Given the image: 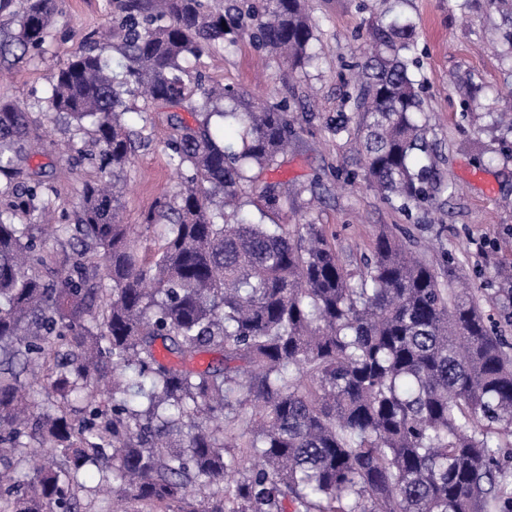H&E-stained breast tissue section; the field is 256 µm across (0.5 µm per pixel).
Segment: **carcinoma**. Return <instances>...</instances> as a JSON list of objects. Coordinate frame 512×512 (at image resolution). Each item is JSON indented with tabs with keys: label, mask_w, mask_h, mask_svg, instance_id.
Wrapping results in <instances>:
<instances>
[{
	"label": "carcinoma",
	"mask_w": 512,
	"mask_h": 512,
	"mask_svg": "<svg viewBox=\"0 0 512 512\" xmlns=\"http://www.w3.org/2000/svg\"><path fill=\"white\" fill-rule=\"evenodd\" d=\"M62 0H0L11 44L41 48ZM304 0H121L110 40L53 75L47 110L101 148L120 179L141 145L125 96L174 110L180 189L157 248L120 223L121 194L84 187L72 224H52L25 108L0 102V512H80L79 478L112 479L122 512H512V338L486 288L458 294L405 237L379 233L363 272L320 224H266L244 210L251 172L297 134L285 103L204 85L186 66L249 34L291 67L314 61ZM352 100L365 176L406 210L439 190L416 79V26H369ZM242 132L235 153L212 118ZM75 242L77 256L50 242ZM216 353L217 363L191 366ZM54 399L42 411L26 381Z\"/></svg>",
	"instance_id": "obj_1"
}]
</instances>
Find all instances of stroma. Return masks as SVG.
<instances>
[{
  "label": "stroma",
  "mask_w": 512,
  "mask_h": 512,
  "mask_svg": "<svg viewBox=\"0 0 512 512\" xmlns=\"http://www.w3.org/2000/svg\"><path fill=\"white\" fill-rule=\"evenodd\" d=\"M120 0H64L39 54L0 56V101L25 106L32 135L53 143L32 165L51 186L56 215L73 218L83 186L99 180L90 136L77 141L87 160L62 155L68 141L65 118L45 112L56 68L116 14ZM316 23L312 65L290 69L264 54L249 38L189 58V69L206 83L245 91L254 100H286L297 121L288 152L260 174V182L303 183L316 197L313 206L250 192L252 213L281 224H320L334 240L350 270L369 252L380 230L408 229L410 247L435 267L453 260L454 288L504 287L501 269L512 266V131L494 126L493 115L512 108V31L488 0H308ZM411 19L418 31L417 77L424 87L428 138L443 188L435 203L404 212L386 203L364 179L365 162L347 134H334L339 119L351 117L347 96L357 82L368 20L386 8ZM127 120L144 142L126 168L123 223L136 225L141 249L156 240L151 219L158 203L174 199L177 179L167 143L174 129L169 109L139 96L126 99Z\"/></svg>",
  "instance_id": "35a3bbf8"
}]
</instances>
